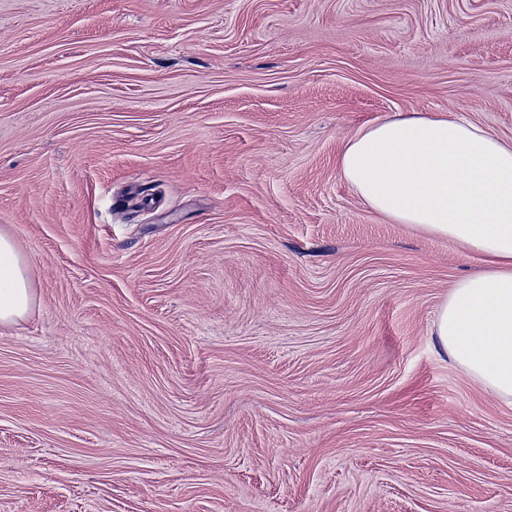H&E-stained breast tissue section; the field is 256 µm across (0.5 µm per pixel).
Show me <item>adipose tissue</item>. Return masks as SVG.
Listing matches in <instances>:
<instances>
[{
    "instance_id": "adipose-tissue-1",
    "label": "adipose tissue",
    "mask_w": 512,
    "mask_h": 512,
    "mask_svg": "<svg viewBox=\"0 0 512 512\" xmlns=\"http://www.w3.org/2000/svg\"><path fill=\"white\" fill-rule=\"evenodd\" d=\"M339 170L391 223L484 262L451 288L434 334L477 385L512 405V143L464 118L398 115L351 136ZM32 302L27 263L0 232V325L23 319Z\"/></svg>"
}]
</instances>
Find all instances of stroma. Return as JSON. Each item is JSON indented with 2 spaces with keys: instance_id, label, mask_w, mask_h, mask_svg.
Returning <instances> with one entry per match:
<instances>
[{
  "instance_id": "35a3bbf8",
  "label": "stroma",
  "mask_w": 512,
  "mask_h": 512,
  "mask_svg": "<svg viewBox=\"0 0 512 512\" xmlns=\"http://www.w3.org/2000/svg\"><path fill=\"white\" fill-rule=\"evenodd\" d=\"M399 112L511 143L512 0H0V512H512L482 264L338 168ZM32 302L27 263L13 239L0 231V325H13L23 319Z\"/></svg>"
}]
</instances>
